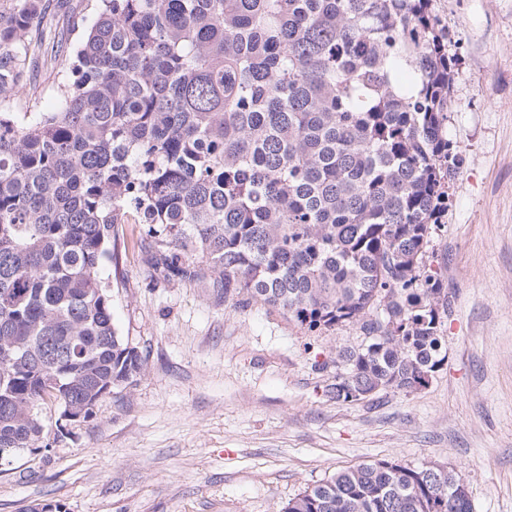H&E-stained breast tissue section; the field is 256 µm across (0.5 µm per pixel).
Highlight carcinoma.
Instances as JSON below:
<instances>
[{
    "label": "carcinoma",
    "mask_w": 512,
    "mask_h": 512,
    "mask_svg": "<svg viewBox=\"0 0 512 512\" xmlns=\"http://www.w3.org/2000/svg\"><path fill=\"white\" fill-rule=\"evenodd\" d=\"M50 2L0 0V449L49 447L40 405L94 406L146 371L99 276L132 213L155 274L358 328L321 363L336 401L441 369L451 303L429 244L459 154L431 0H96L66 76L37 53ZM38 67L59 109L8 111ZM461 482L379 460L281 512H472Z\"/></svg>",
    "instance_id": "carcinoma-1"
}]
</instances>
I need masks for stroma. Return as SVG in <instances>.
I'll list each match as a JSON object with an SVG mask.
<instances>
[{"label":"stroma","mask_w":512,"mask_h":512,"mask_svg":"<svg viewBox=\"0 0 512 512\" xmlns=\"http://www.w3.org/2000/svg\"><path fill=\"white\" fill-rule=\"evenodd\" d=\"M455 60L448 139L459 150L431 248L448 281L447 360L429 385L377 402L325 396L352 326L308 332L280 311L167 281L146 227L104 262L118 332L148 369L89 419L42 405L52 449L0 470V512H279L337 470L378 460L462 474L473 512H512V0H431Z\"/></svg>","instance_id":"obj_1"}]
</instances>
